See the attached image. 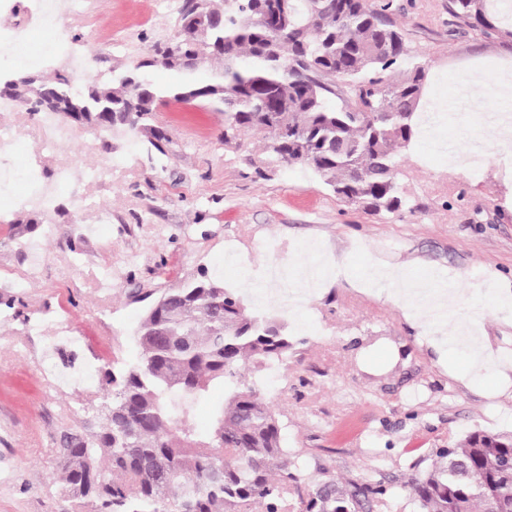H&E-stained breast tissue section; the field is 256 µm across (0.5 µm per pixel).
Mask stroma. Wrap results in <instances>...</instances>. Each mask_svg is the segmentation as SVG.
Returning a JSON list of instances; mask_svg holds the SVG:
<instances>
[{
    "mask_svg": "<svg viewBox=\"0 0 512 512\" xmlns=\"http://www.w3.org/2000/svg\"><path fill=\"white\" fill-rule=\"evenodd\" d=\"M183 0H81L65 18L74 54L92 58L88 80L111 81L177 30ZM386 15L409 56L428 72L423 101L444 120L447 140L484 138L474 169L450 164L415 141L400 156L403 211L374 212L336 197L312 172L273 162L262 133L224 142V115L194 103H160L155 150L144 132L100 134L91 126L41 162V179L70 163L71 191L45 208L0 206V512H70L58 482L63 440L98 430L101 371L135 361V331L148 303L200 270L240 287L275 263L296 270L337 264L297 319L247 298L257 315L286 321L294 345L283 364L248 372L278 414L297 489L329 478L384 488L373 512H418L407 489L437 449L474 430L512 434V389L497 394L449 373L418 341L406 313L384 294L355 288L371 255L410 262L417 279L444 272L476 313L494 354L512 353V322L496 312L512 298V210L508 164L483 97L450 115L471 70L488 79L512 70V28L458 24L448 0H393ZM111 171L87 182L93 163ZM86 207H79V200ZM112 221H97L99 211ZM33 225H26V218ZM46 261L41 283L19 287L32 248ZM73 342L53 347L54 320ZM52 354L57 374L45 372Z\"/></svg>",
    "mask_w": 512,
    "mask_h": 512,
    "instance_id": "35a3bbf8",
    "label": "stroma"
}]
</instances>
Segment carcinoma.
<instances>
[{
  "mask_svg": "<svg viewBox=\"0 0 512 512\" xmlns=\"http://www.w3.org/2000/svg\"><path fill=\"white\" fill-rule=\"evenodd\" d=\"M487 0H448V13L473 28L497 29L512 13L489 12ZM271 6L278 27L258 19ZM366 0H184L194 19L181 51L155 49L110 84L88 82L74 91L64 74L36 79L58 105L38 108L102 132L152 127L162 99L200 100L224 113V143L264 131L271 157L313 170L339 198L375 211L406 207L398 156L417 136L416 108L425 66L411 60L404 35ZM220 64L206 82L191 75ZM161 67L185 75L168 87L141 77ZM354 99L331 106L336 81ZM138 359L101 380L110 401L99 431L65 439L63 490L76 512H365L377 490L334 480L314 484L290 502L296 475L282 426L245 369L282 362L293 346L286 324L252 316L236 291L201 270L153 300L136 330ZM221 387L224 402L203 432L196 402ZM422 512H512V436L475 430L439 448L411 478Z\"/></svg>",
  "mask_w": 512,
  "mask_h": 512,
  "instance_id": "obj_1",
  "label": "carcinoma"
}]
</instances>
